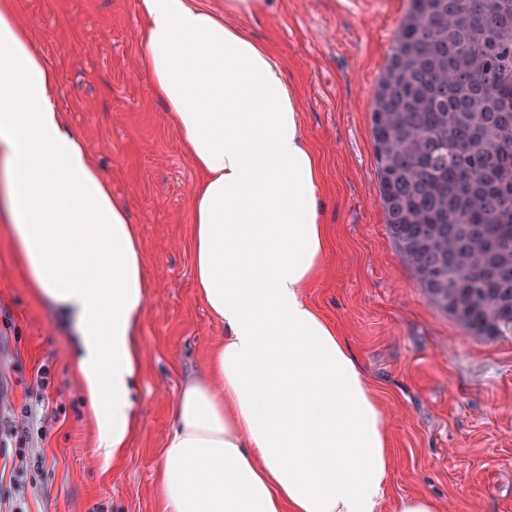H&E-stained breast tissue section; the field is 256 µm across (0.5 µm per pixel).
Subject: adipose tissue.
Masks as SVG:
<instances>
[{"label":"adipose tissue","instance_id":"ef3b65f1","mask_svg":"<svg viewBox=\"0 0 512 512\" xmlns=\"http://www.w3.org/2000/svg\"><path fill=\"white\" fill-rule=\"evenodd\" d=\"M141 64L198 179L193 281L224 340L186 382L157 480L164 512H440L390 497L379 400L303 295L328 251L322 171L273 53L231 24L266 0H139ZM57 74L0 0V232L33 294L70 320L97 453L139 428L149 288L125 205L57 105Z\"/></svg>","mask_w":512,"mask_h":512}]
</instances>
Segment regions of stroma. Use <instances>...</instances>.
I'll return each mask as SVG.
<instances>
[{
	"label": "stroma",
	"instance_id": "1",
	"mask_svg": "<svg viewBox=\"0 0 512 512\" xmlns=\"http://www.w3.org/2000/svg\"><path fill=\"white\" fill-rule=\"evenodd\" d=\"M18 22L58 74L56 100L128 208L151 282L138 341L140 427L123 462L96 454L68 323L15 273L0 234V378L22 405L40 366L59 419L26 478L23 512H163L161 451L183 384L203 374L224 328L192 277L197 173L141 65L139 0H15ZM408 0H270L236 24L268 45L323 162L331 246L305 298L334 322L381 403L392 439L390 496L441 512H512V336L470 335L419 287L378 193L372 102Z\"/></svg>",
	"mask_w": 512,
	"mask_h": 512
}]
</instances>
